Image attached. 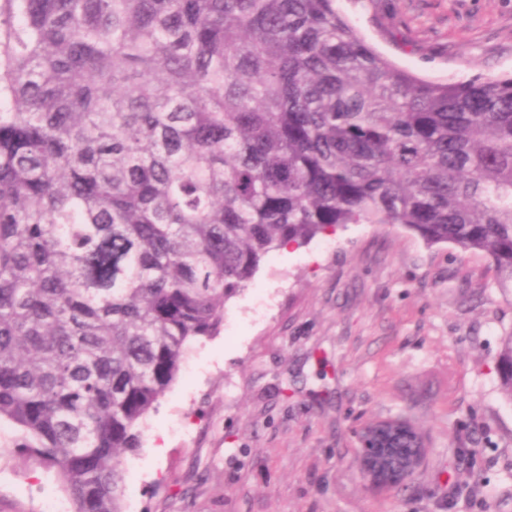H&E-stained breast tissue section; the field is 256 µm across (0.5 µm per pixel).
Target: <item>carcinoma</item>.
Returning <instances> with one entry per match:
<instances>
[{
    "instance_id": "carcinoma-1",
    "label": "carcinoma",
    "mask_w": 512,
    "mask_h": 512,
    "mask_svg": "<svg viewBox=\"0 0 512 512\" xmlns=\"http://www.w3.org/2000/svg\"><path fill=\"white\" fill-rule=\"evenodd\" d=\"M399 224L512 292V76L423 80L337 0H0V421L72 512L286 244ZM497 372L512 401V333Z\"/></svg>"
}]
</instances>
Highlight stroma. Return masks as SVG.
Returning a JSON list of instances; mask_svg holds the SVG:
<instances>
[{
  "label": "stroma",
  "mask_w": 512,
  "mask_h": 512,
  "mask_svg": "<svg viewBox=\"0 0 512 512\" xmlns=\"http://www.w3.org/2000/svg\"><path fill=\"white\" fill-rule=\"evenodd\" d=\"M383 56L443 82L512 75V0H339ZM512 293L488 258L397 224L273 251L123 458V512H512V404L496 371ZM426 437L406 484L371 488L360 431ZM0 423V512L67 499Z\"/></svg>",
  "instance_id": "obj_1"
}]
</instances>
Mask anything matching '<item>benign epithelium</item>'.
Returning <instances> with one entry per match:
<instances>
[{
	"instance_id": "7a95c632",
	"label": "benign epithelium",
	"mask_w": 512,
	"mask_h": 512,
	"mask_svg": "<svg viewBox=\"0 0 512 512\" xmlns=\"http://www.w3.org/2000/svg\"><path fill=\"white\" fill-rule=\"evenodd\" d=\"M359 441L361 447L365 448L363 460L369 462L363 467L362 473L373 487H387L411 479L425 460L424 448L409 457L396 459V450L406 447L409 440L388 419L365 427Z\"/></svg>"
}]
</instances>
